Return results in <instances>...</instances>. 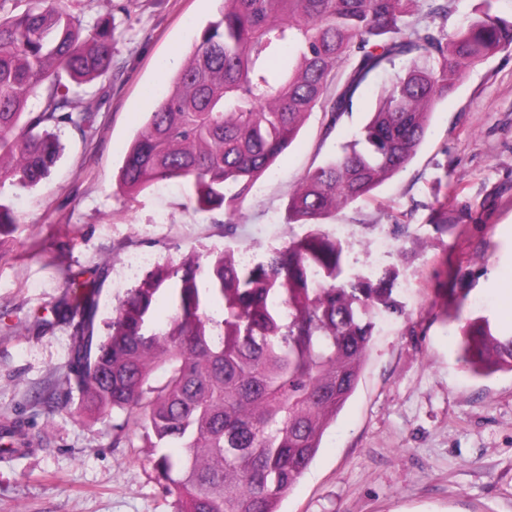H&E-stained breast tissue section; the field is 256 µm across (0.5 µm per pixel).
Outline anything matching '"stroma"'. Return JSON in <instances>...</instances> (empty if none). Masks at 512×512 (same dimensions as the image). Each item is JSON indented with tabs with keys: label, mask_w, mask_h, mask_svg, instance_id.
I'll use <instances>...</instances> for the list:
<instances>
[{
	"label": "stroma",
	"mask_w": 512,
	"mask_h": 512,
	"mask_svg": "<svg viewBox=\"0 0 512 512\" xmlns=\"http://www.w3.org/2000/svg\"><path fill=\"white\" fill-rule=\"evenodd\" d=\"M90 37L112 20V70L92 85L95 130L60 133L61 156L37 188L0 186L15 222L0 228V423L21 417L36 446L0 460V512H174L144 449L113 446L115 417L80 416L66 393L72 328L41 326L64 293L60 270L99 284L101 320L133 282L128 255L174 263L190 252L265 257L291 238L299 180L354 139L397 70L371 76L324 134L323 106L235 214L194 210L163 182L135 198L117 181L126 151L170 91L171 53L188 59L222 0H62ZM353 266L381 239L412 288L403 312L375 317L358 388L327 430L281 512H512V373L473 377L457 359L460 319L503 329L512 286V51L471 64L437 104L416 157L373 194L336 212ZM448 225L441 234L437 225ZM67 394L66 409L43 402Z\"/></svg>",
	"instance_id": "stroma-1"
}]
</instances>
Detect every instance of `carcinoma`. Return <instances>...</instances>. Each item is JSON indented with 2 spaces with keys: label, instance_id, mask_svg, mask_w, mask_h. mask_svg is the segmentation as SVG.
<instances>
[{
  "label": "carcinoma",
  "instance_id": "obj_1",
  "mask_svg": "<svg viewBox=\"0 0 512 512\" xmlns=\"http://www.w3.org/2000/svg\"><path fill=\"white\" fill-rule=\"evenodd\" d=\"M0 0V184L33 189L60 157L59 132L85 136L88 87L112 70V25L88 40L59 0ZM455 0H224L172 90L130 144L118 185L133 196L178 180L199 210L234 212L296 140L335 85L330 134L369 76L405 60L360 133L309 171L288 201L310 230L264 259L190 254L145 271L99 332L97 282L69 281L54 314L73 322L67 383L83 412L119 415L115 441L148 449L175 512H280L352 398L373 315L399 314L398 275L352 273L323 228L412 161L435 105L474 62L512 49V21L481 0L443 34ZM44 91L37 105L31 100ZM172 312L155 326V305ZM458 358L477 376L512 373V332L487 317L464 323ZM28 434L0 425V457ZM177 452H172V449Z\"/></svg>",
  "mask_w": 512,
  "mask_h": 512
}]
</instances>
